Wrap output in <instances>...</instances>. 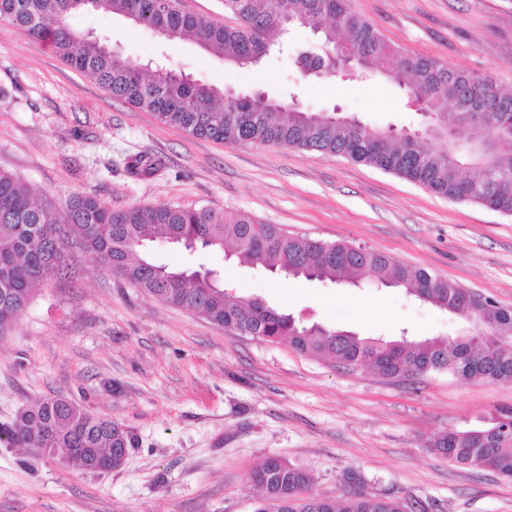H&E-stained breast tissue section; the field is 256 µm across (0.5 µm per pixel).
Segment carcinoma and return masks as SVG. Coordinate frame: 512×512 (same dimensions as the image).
<instances>
[{
	"mask_svg": "<svg viewBox=\"0 0 512 512\" xmlns=\"http://www.w3.org/2000/svg\"><path fill=\"white\" fill-rule=\"evenodd\" d=\"M151 0H0V23H9L37 39H46L61 59L94 77L112 97L153 113L169 126L194 136L234 145L272 144L301 151L340 155L405 178L453 201L475 202L503 214L512 212V93L434 58L404 54L389 45L374 26L354 13L349 0H222L233 27L214 24L183 11L172 0L162 12L146 8ZM91 9L121 16L168 40L190 39L215 50L233 68L257 65L275 47L283 48L292 25L320 34L313 49L295 50L302 72L350 79L375 67L408 90L426 113L407 135L394 128L372 131L356 118L313 113L299 103L261 92L234 98L219 88L177 75L167 68L131 62L107 46L81 38L70 17ZM495 109L485 134L459 129L462 113H448V88ZM131 173L149 176L153 162L144 156L129 164ZM188 251L230 249L240 264L283 272L292 278L355 285L367 273L383 277L385 287L403 288L417 300L458 318L453 342L441 337L420 341L362 338L354 333L308 325L292 313L260 298L245 299L212 270L157 263L154 242ZM95 255L108 270L124 276L155 299L197 313L236 332L261 340L286 338L306 354L327 356L348 369L368 366L387 378L448 371L464 377L481 371L512 378V345L493 338L512 334V310L492 298L478 301L455 284L427 270L402 264L375 250L291 236L275 224L243 213L212 207H132L114 210L90 196L75 194L58 218L50 199L0 170V336L27 308L35 287L51 271L66 272L74 249ZM21 448H56L69 461L93 471L116 448H130L134 437L121 423L91 414L61 398L45 399L21 410L0 426V443ZM436 455L473 469L491 470L512 480V407L490 425L450 430L429 440ZM252 481L262 491L257 512H426L389 496L345 493L337 499L307 494L309 476L270 456Z\"/></svg>",
	"mask_w": 512,
	"mask_h": 512,
	"instance_id": "carcinoma-1",
	"label": "carcinoma"
}]
</instances>
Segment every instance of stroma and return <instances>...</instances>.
<instances>
[{"label": "stroma", "mask_w": 512, "mask_h": 512, "mask_svg": "<svg viewBox=\"0 0 512 512\" xmlns=\"http://www.w3.org/2000/svg\"><path fill=\"white\" fill-rule=\"evenodd\" d=\"M394 48L486 76L512 90V0H350ZM138 62L191 79L272 96L295 90L314 112L356 115L373 130L420 121L406 90L382 76L301 78L290 53L257 69H229L189 40L167 41L112 15L70 19ZM0 168L47 195L57 210L81 193L115 209L212 206L244 212L291 235L347 242L425 268L512 308V216L456 202L340 156L277 145H225L160 123L112 99L51 45L0 24ZM158 170L133 177L131 158ZM156 262L218 271L239 295L305 321L363 337L454 335L455 319L375 277L361 287L294 281L225 261L220 252L153 248ZM61 397L136 437L121 467L90 472L62 455L0 445V512H255L254 470L278 456L311 477L312 494L363 490L432 512H512V481L432 454L426 441L484 426L512 406V381L431 372L385 378L326 357L229 332L148 296L95 256L76 253L50 273L0 337V425Z\"/></svg>", "instance_id": "obj_1"}]
</instances>
